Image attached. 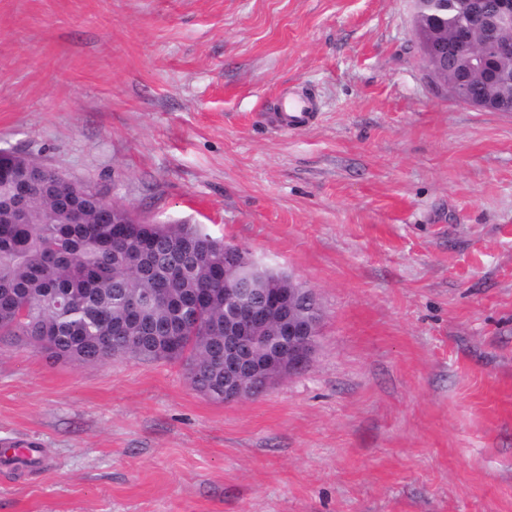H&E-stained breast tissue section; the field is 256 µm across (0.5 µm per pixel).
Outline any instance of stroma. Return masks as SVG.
Returning a JSON list of instances; mask_svg holds the SVG:
<instances>
[{
    "label": "stroma",
    "mask_w": 512,
    "mask_h": 512,
    "mask_svg": "<svg viewBox=\"0 0 512 512\" xmlns=\"http://www.w3.org/2000/svg\"><path fill=\"white\" fill-rule=\"evenodd\" d=\"M412 0H0V149L314 289L315 352L217 402L180 363L0 338V512H512V112L431 84ZM311 98L313 128L269 115ZM38 445V441L33 438L15 441L0 440V457L6 459H30L36 453Z\"/></svg>",
    "instance_id": "stroma-1"
}]
</instances>
